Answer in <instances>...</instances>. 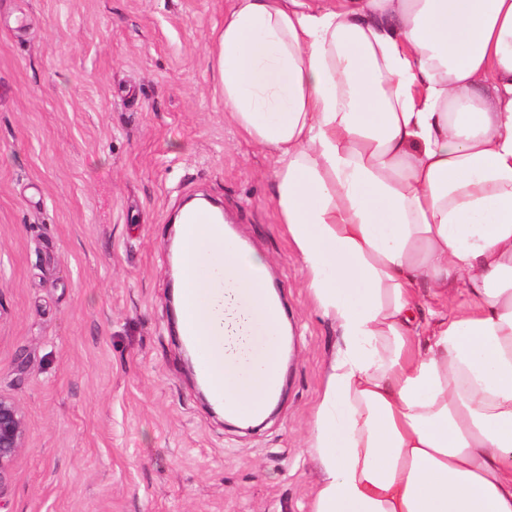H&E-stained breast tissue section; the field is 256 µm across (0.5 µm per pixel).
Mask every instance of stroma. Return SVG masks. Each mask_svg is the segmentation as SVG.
Wrapping results in <instances>:
<instances>
[{
    "mask_svg": "<svg viewBox=\"0 0 512 512\" xmlns=\"http://www.w3.org/2000/svg\"><path fill=\"white\" fill-rule=\"evenodd\" d=\"M229 4L0 0V391L27 426L0 512H308L336 331L278 222L270 155L224 119ZM202 196L295 323L258 427L201 397L170 300L171 219Z\"/></svg>",
    "mask_w": 512,
    "mask_h": 512,
    "instance_id": "obj_1",
    "label": "stroma"
}]
</instances>
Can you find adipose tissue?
Instances as JSON below:
<instances>
[{
    "label": "adipose tissue",
    "instance_id": "obj_1",
    "mask_svg": "<svg viewBox=\"0 0 512 512\" xmlns=\"http://www.w3.org/2000/svg\"><path fill=\"white\" fill-rule=\"evenodd\" d=\"M215 68L340 336L310 512H512V0H231ZM184 235L193 260L266 267L203 225ZM424 288L469 302L424 311ZM269 302L225 295V350ZM282 335L266 321L260 366L225 398L270 405Z\"/></svg>",
    "mask_w": 512,
    "mask_h": 512
}]
</instances>
